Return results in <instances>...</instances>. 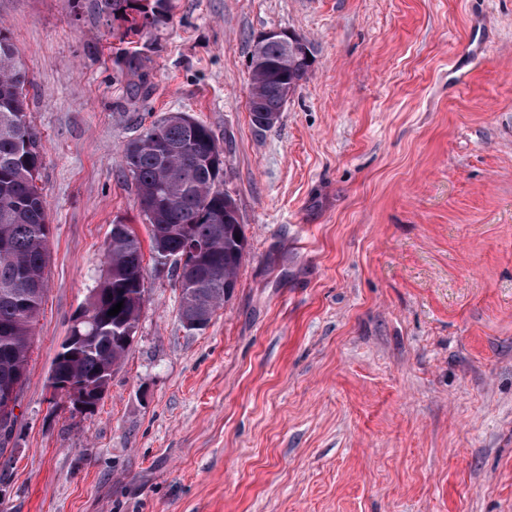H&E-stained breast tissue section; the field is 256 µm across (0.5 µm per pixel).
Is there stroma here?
Masks as SVG:
<instances>
[{
	"mask_svg": "<svg viewBox=\"0 0 512 512\" xmlns=\"http://www.w3.org/2000/svg\"><path fill=\"white\" fill-rule=\"evenodd\" d=\"M162 2L131 43L86 6L0 0L52 224L0 512H512V0ZM270 30L314 63L261 129ZM168 112L221 142L247 256L201 331L145 256L130 349L81 415L52 362L112 226L150 239L123 154ZM121 72L130 76V85L136 92L148 84L149 74L143 69L142 59L137 53L125 56Z\"/></svg>",
	"mask_w": 512,
	"mask_h": 512,
	"instance_id": "35a3bbf8",
	"label": "stroma"
}]
</instances>
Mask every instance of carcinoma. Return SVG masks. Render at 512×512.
<instances>
[{
    "instance_id": "carcinoma-1",
    "label": "carcinoma",
    "mask_w": 512,
    "mask_h": 512,
    "mask_svg": "<svg viewBox=\"0 0 512 512\" xmlns=\"http://www.w3.org/2000/svg\"><path fill=\"white\" fill-rule=\"evenodd\" d=\"M146 0H94L98 14L124 23L123 36L149 32ZM0 388L24 384L35 328L47 287L46 266L51 235L49 207L38 186L43 164L39 134L27 120L26 71L17 60L12 33L0 26ZM288 65H283V57ZM313 60L299 52L286 54L278 42L267 44L260 57H250L248 110L259 119L280 115L288 97L307 80ZM121 71L138 91L148 84L137 53L125 56ZM123 162L134 180L139 206L150 224L155 257L181 255L191 240L208 248L175 269L181 290L180 319L214 315L225 294L237 285L247 240L240 217L224 219L220 185L229 171L212 130L187 124L169 113L129 143ZM142 244L126 224L112 225L104 252V274L84 308L86 319L69 335L81 337L72 358L58 365L61 389L104 393L112 366L126 353L125 338L135 332L145 299ZM123 302L115 316L108 311Z\"/></svg>"
}]
</instances>
